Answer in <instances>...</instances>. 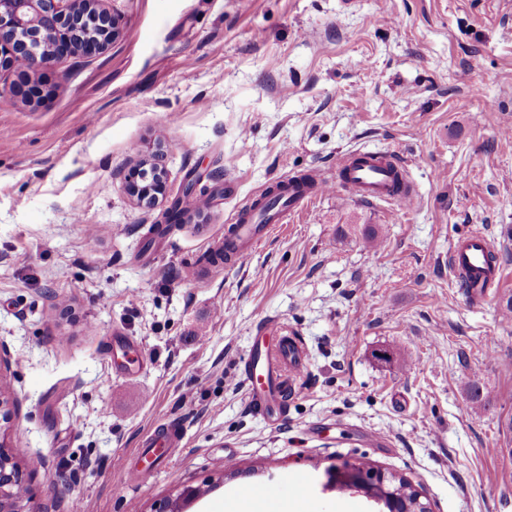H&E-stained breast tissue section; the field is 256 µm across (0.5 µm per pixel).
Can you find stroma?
Listing matches in <instances>:
<instances>
[{
  "label": "stroma",
  "mask_w": 512,
  "mask_h": 512,
  "mask_svg": "<svg viewBox=\"0 0 512 512\" xmlns=\"http://www.w3.org/2000/svg\"><path fill=\"white\" fill-rule=\"evenodd\" d=\"M102 5L107 49L40 69L35 100L0 96V439L35 512H162L187 485L186 512L250 486L288 512H381L327 482L359 461L432 512H512V0ZM359 148L404 161L412 206L329 191L210 262L239 205ZM154 164L151 209L124 177ZM191 179L206 196L185 198ZM180 197L194 221L152 233ZM475 230L502 271L477 300L448 263ZM262 332L303 352L276 417L243 377ZM116 336L144 368L117 374ZM170 422L178 448L147 456Z\"/></svg>",
  "instance_id": "obj_1"
}]
</instances>
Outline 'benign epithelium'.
Here are the masks:
<instances>
[{"instance_id":"benign-epithelium-1","label":"benign epithelium","mask_w":512,"mask_h":512,"mask_svg":"<svg viewBox=\"0 0 512 512\" xmlns=\"http://www.w3.org/2000/svg\"><path fill=\"white\" fill-rule=\"evenodd\" d=\"M100 0H0V70L19 62L36 71L60 57L88 56L112 42L117 21L100 8ZM18 480L13 461L0 456V512H36L30 498L16 500L11 487ZM391 474L364 470L354 464L330 470L336 487L361 493L388 509L401 512ZM200 495L196 488L181 490L167 512H183V505Z\"/></svg>"}]
</instances>
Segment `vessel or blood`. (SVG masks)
<instances>
[{
  "mask_svg": "<svg viewBox=\"0 0 512 512\" xmlns=\"http://www.w3.org/2000/svg\"><path fill=\"white\" fill-rule=\"evenodd\" d=\"M405 165L396 156L388 153L353 151L339 162L335 182L320 177L305 181L286 177L279 182L280 199L267 215H260L251 204L238 207L231 224L217 244L218 249L243 255L263 236L268 235L273 224L281 217L304 206L318 195L338 187L364 200H388L408 205L414 201L410 184L396 185L394 172L404 171ZM495 247L490 239L480 233L471 234L453 244L448 260L455 273L463 275L472 295H485L488 288L497 282L498 269L489 263ZM302 350L298 343L284 336L272 346L256 341L244 363L243 375L254 407L271 413L281 404L280 375L284 368L300 366Z\"/></svg>",
  "mask_w": 512,
  "mask_h": 512,
  "instance_id": "1",
  "label": "vessel or blood"
}]
</instances>
